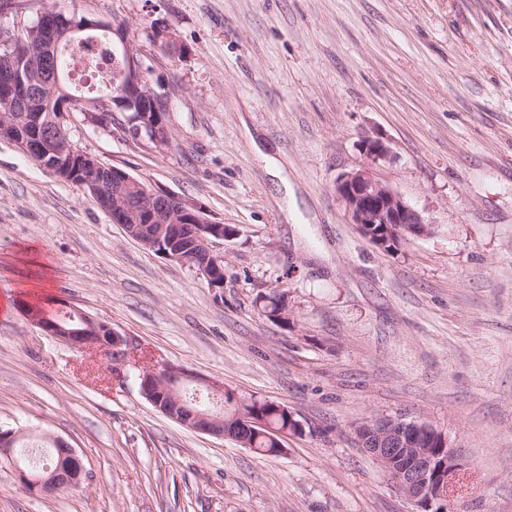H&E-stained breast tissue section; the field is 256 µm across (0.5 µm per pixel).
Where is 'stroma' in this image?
Here are the masks:
<instances>
[{"mask_svg": "<svg viewBox=\"0 0 512 512\" xmlns=\"http://www.w3.org/2000/svg\"><path fill=\"white\" fill-rule=\"evenodd\" d=\"M45 7L127 25L174 138L160 154L77 113L76 145L229 235L214 291L0 139V428L85 465L42 491L0 456V512H416L359 444L374 417L446 436L447 512H512V0H36L0 29ZM366 134L392 151L376 177L435 226L396 252L334 190ZM282 293L286 323L261 311ZM35 296L302 428L276 457L185 428L136 368L47 336Z\"/></svg>", "mask_w": 512, "mask_h": 512, "instance_id": "obj_1", "label": "stroma"}]
</instances>
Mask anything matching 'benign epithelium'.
Segmentation results:
<instances>
[{"instance_id": "obj_1", "label": "benign epithelium", "mask_w": 512, "mask_h": 512, "mask_svg": "<svg viewBox=\"0 0 512 512\" xmlns=\"http://www.w3.org/2000/svg\"><path fill=\"white\" fill-rule=\"evenodd\" d=\"M102 27L95 20L68 18L52 9L39 12L30 32L37 36L48 53L56 51L65 42L78 39L89 29ZM0 112H22L24 121L14 128L8 139L44 169L61 176L59 163H68L79 169L90 168L96 177L94 196L100 207L119 224L126 234L148 250L155 251L171 261L196 270L212 289L224 287V257L212 250L213 241L225 237L224 225L207 218L200 207L190 205L174 194L147 188L137 179L116 168L109 169L91 156L77 149L67 139L52 136L48 121L46 99L39 86L47 74L36 67L23 41L11 35L0 37ZM116 49L127 59L124 82L104 100L68 96L58 103L54 123L70 124L72 114L81 112L89 118L96 112H132L130 119L137 138L152 144L160 153L168 150L171 139L160 138V128L167 122L158 106L164 98L146 81L143 65L131 44L119 40ZM361 152L368 163L359 169L336 177L334 189L344 205L351 223L361 235L385 251H398L412 238L431 233L432 222L423 212L410 205L398 192L380 181L373 165L390 158L388 143L381 137L365 135L359 141ZM68 317L78 326L66 330L55 321L33 319L48 336L81 349L95 350L113 359H126L132 353L127 340L112 327L95 320L87 313L72 308ZM141 394L163 414L182 426L226 437L224 413L227 408L193 409L182 406L180 389L192 383L208 395H224V384L165 361L139 368ZM233 419L239 421L243 432L266 427V421L238 406ZM400 418H372L357 426L361 446L365 447L384 468L398 490L416 507L429 508L432 503L444 501L443 486L449 484L456 472L463 468L460 457L448 447L442 433L425 423H413L420 431L430 432L436 448L422 446L416 437L405 439L399 431ZM16 433L0 429V454L13 460ZM21 479L33 489H57L79 483L84 465L75 449H70L65 466L54 472L55 482L44 474L19 468Z\"/></svg>"}]
</instances>
